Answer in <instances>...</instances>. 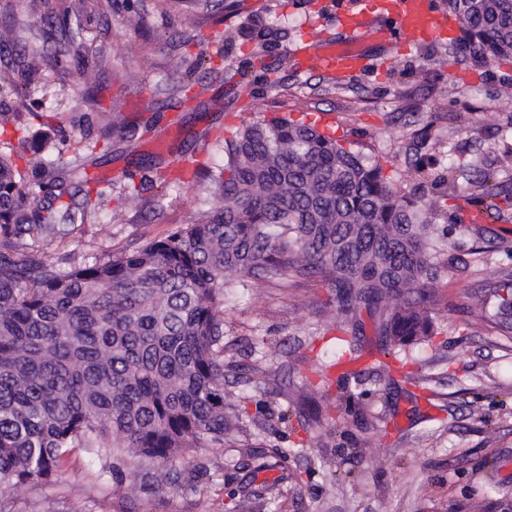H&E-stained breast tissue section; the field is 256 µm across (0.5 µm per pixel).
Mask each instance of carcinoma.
<instances>
[{
  "instance_id": "1",
  "label": "carcinoma",
  "mask_w": 512,
  "mask_h": 512,
  "mask_svg": "<svg viewBox=\"0 0 512 512\" xmlns=\"http://www.w3.org/2000/svg\"><path fill=\"white\" fill-rule=\"evenodd\" d=\"M465 44L486 61L512 58V0H444ZM20 0H0V49L15 45ZM71 55H19L23 85ZM113 121L102 138L72 137L69 158L40 150L0 154V497L63 473L72 449L112 465L115 478L147 468L160 494L176 483L172 464L224 445L237 408L224 403V301L256 280L286 287L319 276L336 292L350 335L369 320L381 353L434 335L427 307L446 247L436 234L439 200L470 201L465 166L439 178V199L393 190L381 165L312 123L287 115L224 137L218 194L197 221L119 255L64 267L56 251L81 213L44 199L88 182L97 149L123 138ZM474 309L512 334V280L474 296ZM272 372L238 378L241 398L269 389Z\"/></svg>"
}]
</instances>
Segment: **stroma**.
I'll return each instance as SVG.
<instances>
[{
  "mask_svg": "<svg viewBox=\"0 0 512 512\" xmlns=\"http://www.w3.org/2000/svg\"><path fill=\"white\" fill-rule=\"evenodd\" d=\"M241 1L237 11L234 0H198L179 14L165 0H50L81 22L83 43L67 74L31 80L21 99L0 93V110L56 113L69 135H99L116 115L133 134L89 166L107 178L102 204L66 238V264L194 223L216 184L202 172L178 185L158 175L184 158L216 166L220 138L272 112L307 123L331 116L336 137L381 164L394 191L427 202L457 164L470 180L487 175L512 188V160L502 157L512 143V61L485 62L448 40L396 41L369 47L365 69L339 83L297 72L287 53L339 39L344 0ZM210 55L212 72L197 65ZM188 76L197 83L191 105L172 89ZM96 85L98 113L83 101ZM144 177L153 186L127 197L124 186ZM465 210L453 233L463 249L439 257L436 334L400 352L422 382L371 359L360 380L337 379L343 323L334 290L314 278L285 288L258 282L224 306V357L247 368L263 361V341L277 343L276 392L242 401L227 386L242 413L223 446L177 461L179 481L162 497L140 471L126 470L118 484L92 474L77 448L57 481L11 491L15 512H512V335L471 311L473 294L512 279V208L490 210L477 197ZM258 455L274 482L253 472ZM194 469L195 490L186 481ZM75 483L85 484V499L72 498Z\"/></svg>",
  "mask_w": 512,
  "mask_h": 512,
  "instance_id": "stroma-1",
  "label": "stroma"
}]
</instances>
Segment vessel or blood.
<instances>
[{
    "mask_svg": "<svg viewBox=\"0 0 512 512\" xmlns=\"http://www.w3.org/2000/svg\"><path fill=\"white\" fill-rule=\"evenodd\" d=\"M337 21L343 42L296 50L300 69L345 76L366 65L368 44L385 47L398 38L426 45L458 31L456 21L432 0H358L355 8L340 11Z\"/></svg>",
    "mask_w": 512,
    "mask_h": 512,
    "instance_id": "vessel-or-blood-1",
    "label": "vessel or blood"
}]
</instances>
